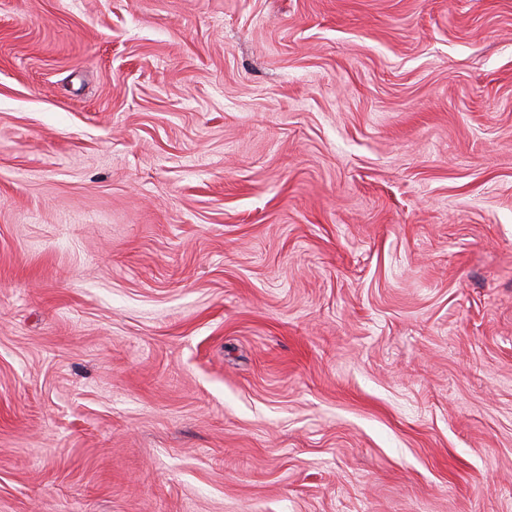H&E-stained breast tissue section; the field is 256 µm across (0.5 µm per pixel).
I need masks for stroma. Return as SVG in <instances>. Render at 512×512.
<instances>
[{"instance_id":"obj_1","label":"stroma","mask_w":512,"mask_h":512,"mask_svg":"<svg viewBox=\"0 0 512 512\" xmlns=\"http://www.w3.org/2000/svg\"><path fill=\"white\" fill-rule=\"evenodd\" d=\"M0 512H512V0H0Z\"/></svg>"}]
</instances>
